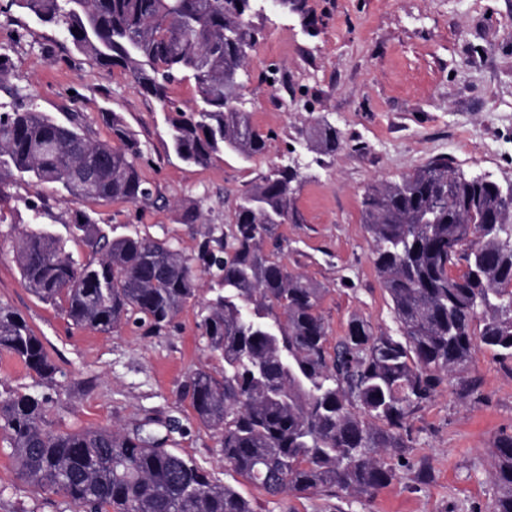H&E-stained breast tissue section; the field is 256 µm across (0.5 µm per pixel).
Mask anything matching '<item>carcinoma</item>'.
<instances>
[{"label": "carcinoma", "mask_w": 512, "mask_h": 512, "mask_svg": "<svg viewBox=\"0 0 512 512\" xmlns=\"http://www.w3.org/2000/svg\"><path fill=\"white\" fill-rule=\"evenodd\" d=\"M252 2L11 0L97 66L128 70L162 102L178 76L193 77L200 104L169 108L166 136L195 164L222 148L245 158L265 151L236 79L260 35ZM101 118L116 143L94 140L76 110L60 123L18 93L0 102V187L20 174L86 201H149L139 141L116 113ZM315 139L327 153L339 145L328 123ZM300 184L297 169L275 167L240 196L228 230L194 255L167 239L111 240L81 216L72 233L102 253L97 264L79 263L39 229L24 233L16 261L39 299L63 302L74 325L104 334L131 322L158 336L194 298L197 273L217 278L199 329L224 370H194L186 390L201 424L221 434L224 465L270 497L372 496L396 477L380 452L409 447L410 415L472 359L475 340L512 360V186L436 159L371 187L363 223L397 335L354 316L331 348L322 289L265 249L279 225L301 223ZM3 352L47 387L65 376L26 320L0 303ZM51 401L44 392L0 395V433L30 486L63 495L78 512H254L235 486L167 447L175 420L56 433L45 422ZM494 479L500 493L491 512H512V435L498 440Z\"/></svg>", "instance_id": "obj_1"}]
</instances>
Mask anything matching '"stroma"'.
Returning a JSON list of instances; mask_svg holds the SVG:
<instances>
[{
    "label": "stroma",
    "instance_id": "stroma-1",
    "mask_svg": "<svg viewBox=\"0 0 512 512\" xmlns=\"http://www.w3.org/2000/svg\"><path fill=\"white\" fill-rule=\"evenodd\" d=\"M253 6L262 34L245 67L243 93L267 149L248 159L222 150L203 167L168 146L166 112L128 71L94 65L55 26L0 0V47L13 62L5 86L19 88L27 103L60 122L79 110L100 141L112 138L101 112H116L141 144L140 173L154 190L145 203L83 202L18 175L0 191V303L27 321L66 373L50 390L48 426L58 433L126 432L149 416L176 419L172 448L214 481L237 484L255 512H487L498 494L497 443L512 434V360L491 349L478 347L412 414L406 453L382 452L397 471L389 486L342 500L289 492L271 497L237 483L225 468L219 433L199 422L185 389L193 370L224 366L198 328L213 294L209 275L200 276L195 298L159 336L133 325L108 335L76 327L21 280L13 251L34 227L62 238L76 260L98 261L71 233L79 214L110 238H165L194 254L213 229L232 224L242 194L273 167L294 162L302 176L296 206L303 221L280 225L279 257L320 285L329 343L344 336L355 316L376 332L395 333L362 220L363 193L438 157L512 185V0H254ZM323 121L341 136L330 155L314 137ZM40 198L45 208L37 213L30 205ZM191 204L199 217L186 224L181 215ZM464 380L475 382L476 393H461ZM0 512H74L63 495L18 479L1 435Z\"/></svg>",
    "mask_w": 512,
    "mask_h": 512
}]
</instances>
